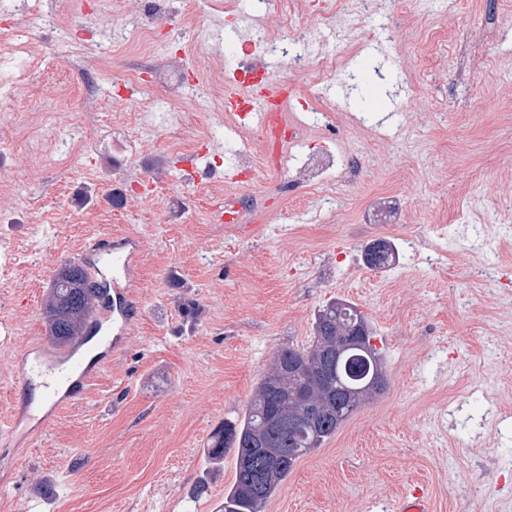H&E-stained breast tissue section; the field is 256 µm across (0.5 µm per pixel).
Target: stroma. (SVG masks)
I'll return each mask as SVG.
<instances>
[{"instance_id":"obj_1","label":"stroma","mask_w":512,"mask_h":512,"mask_svg":"<svg viewBox=\"0 0 512 512\" xmlns=\"http://www.w3.org/2000/svg\"><path fill=\"white\" fill-rule=\"evenodd\" d=\"M294 0L281 28L289 53L340 58L355 92H394L388 122L335 106L333 135L314 147L361 157L356 179L284 192L289 173L258 170L246 184L205 191L177 161L228 159L234 132L222 102L188 94L143 112L159 95L135 41L136 0L84 12L40 0L53 34L26 28L22 64L0 62L14 87L0 100V418L39 410L33 386L15 384L21 354L47 334L45 299L56 270L91 240L132 238L140 312L126 350L101 337L77 358L103 359L84 396L64 404L35 444L0 437V512H216L236 472L234 452L207 455L212 435L243 417L278 350L309 344L317 311L340 299L376 331L388 386L321 447L299 458L265 512H391L396 495L425 483L435 512H512V0ZM156 39L180 50L190 82L222 73L225 58L194 57L199 38L256 15L206 0H170ZM85 41L88 104L61 59ZM271 79L294 92L291 112L314 105L310 74L280 62ZM83 144L68 167L29 155L31 141ZM262 198L250 230L214 223L202 197ZM392 241L399 258L375 270L367 244ZM201 496H194L196 487Z\"/></svg>"}]
</instances>
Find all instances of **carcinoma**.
I'll return each mask as SVG.
<instances>
[{
  "label": "carcinoma",
  "mask_w": 512,
  "mask_h": 512,
  "mask_svg": "<svg viewBox=\"0 0 512 512\" xmlns=\"http://www.w3.org/2000/svg\"><path fill=\"white\" fill-rule=\"evenodd\" d=\"M384 250L371 255L373 246L364 250L369 267L382 269L398 257L389 240H380ZM99 288L90 285L82 266L66 264L53 276L46 297L48 333L58 344H68L85 336L90 313L101 301ZM366 330L365 349L370 371L362 379L349 377L345 358L361 353L345 352L339 363L329 362L336 350L337 332L351 322ZM314 344L305 349L292 347L277 352L270 372L240 421H226L214 435L208 453L221 458L232 449L236 457L235 481L217 512H263V508L286 480L295 461L331 438L338 427L366 400L381 392L373 376L386 377L383 357L371 344L373 328L352 305L332 301L318 311L314 322ZM281 452L276 468L265 465V449Z\"/></svg>",
  "instance_id": "1"
}]
</instances>
